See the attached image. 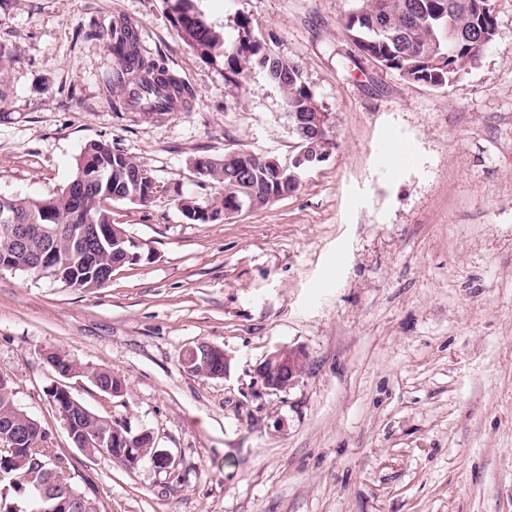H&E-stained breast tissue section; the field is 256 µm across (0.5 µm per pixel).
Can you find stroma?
<instances>
[{
    "label": "stroma",
    "instance_id": "stroma-1",
    "mask_svg": "<svg viewBox=\"0 0 512 512\" xmlns=\"http://www.w3.org/2000/svg\"><path fill=\"white\" fill-rule=\"evenodd\" d=\"M226 39L254 34L298 62L336 147L298 189L228 221L186 220L219 192L192 169L247 150L297 151L279 86L186 45L166 0H0V194L70 181L84 145L134 156L157 192L112 220L142 259L106 287L0 270V376L46 447L76 464L101 512H512V0L494 42L451 87L363 56L341 19L357 0H195ZM140 44L194 91L164 116L116 110L123 89L97 25ZM230 356L183 371L188 345ZM278 347L306 372L270 394ZM109 368L121 396L68 379L90 410L148 431L172 464L88 459L51 401L47 352ZM305 370V354L301 350L281 347L266 356L257 376L268 392L277 394L292 388Z\"/></svg>",
    "mask_w": 512,
    "mask_h": 512
}]
</instances>
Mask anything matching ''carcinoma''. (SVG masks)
Segmentation results:
<instances>
[{
  "label": "carcinoma",
  "instance_id": "1",
  "mask_svg": "<svg viewBox=\"0 0 512 512\" xmlns=\"http://www.w3.org/2000/svg\"><path fill=\"white\" fill-rule=\"evenodd\" d=\"M480 3L485 8H472L473 0H360L345 15L343 26L360 52L396 71L404 80L445 89L474 67L496 36L497 22L490 3L486 0ZM171 12L185 43L205 62L222 57L229 72L237 76L264 66L263 55L269 48L255 39L249 19L240 21L238 37L228 41L208 24L194 0H175ZM98 36L117 59L116 80L127 86L126 103L135 111L162 115L170 111L169 104L174 100L194 96L192 88L146 57L137 39L129 33L113 25L100 30ZM277 62L278 68L270 79L282 89L287 112L299 117L306 112L321 111L303 80L300 65L281 57ZM245 162L250 164L246 179L241 176V165ZM142 170L141 163L127 153L102 141H90L77 160L70 182L50 195L54 201L50 211L42 209L43 197L2 194L0 209L16 214L22 222L59 228L58 254L62 257L70 253L72 258L66 264L61 262L48 269L56 280L70 288L76 285L85 290L102 288L112 263L120 261L124 253L115 246L89 251L78 241L79 231L90 222L112 223V203L129 201L125 197V185ZM206 170L204 179L218 183L221 192L202 203L181 200V213L191 222L217 223L223 220L221 214L233 201L240 200L255 210L282 194L271 170L252 164L247 151L226 154L224 160L210 163ZM46 360L65 371L80 370L85 377L93 376L109 388L125 386V381L112 375V370L84 368L62 350L48 353ZM58 404L63 421L76 438L89 430L108 436L116 431L124 445L134 448L144 445L141 435L91 411L78 400H60ZM0 437L16 438L18 447L8 467L9 478L3 480L0 512H33L38 506L46 507L41 491L48 484L56 491L72 494L79 503L77 512H99L96 498L87 492L88 479L52 449L39 445L47 432L18 407L13 384L7 379L0 382ZM10 490L23 499L22 505L7 502Z\"/></svg>",
  "mask_w": 512,
  "mask_h": 512
}]
</instances>
